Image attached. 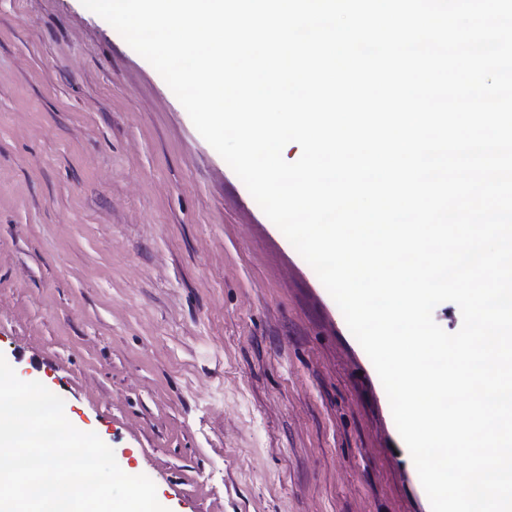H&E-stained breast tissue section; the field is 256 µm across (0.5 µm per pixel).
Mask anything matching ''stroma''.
<instances>
[{
	"label": "stroma",
	"instance_id": "stroma-1",
	"mask_svg": "<svg viewBox=\"0 0 512 512\" xmlns=\"http://www.w3.org/2000/svg\"><path fill=\"white\" fill-rule=\"evenodd\" d=\"M0 354L168 512H425L314 270L81 0H0Z\"/></svg>",
	"mask_w": 512,
	"mask_h": 512
}]
</instances>
